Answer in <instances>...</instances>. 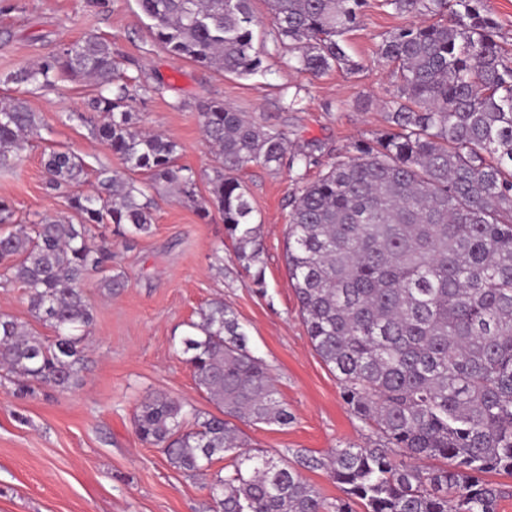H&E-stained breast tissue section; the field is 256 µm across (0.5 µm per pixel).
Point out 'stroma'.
<instances>
[{
    "label": "stroma",
    "mask_w": 512,
    "mask_h": 512,
    "mask_svg": "<svg viewBox=\"0 0 512 512\" xmlns=\"http://www.w3.org/2000/svg\"><path fill=\"white\" fill-rule=\"evenodd\" d=\"M252 8L260 21L257 42L265 47L263 67L240 78L173 58L137 0H0V74L47 59L86 36L108 40L128 79V109L143 126L181 145L178 162L196 172L203 197L213 165L201 132L200 112L208 102L238 107L282 132L290 147L318 141L327 162L386 129L381 103L391 85L376 50L381 34L407 24V17L371 0L362 27L345 36L361 71L333 70L317 78L297 69L292 52L274 42L275 20L264 0H253ZM96 92L82 77L49 89L0 82V98L26 99L41 120L21 162L0 168V198L12 204L15 223L65 209L63 198L46 187L44 152L67 149L90 168L121 169L120 159L74 118L87 112ZM294 93L301 104L290 112L284 105ZM368 98L371 108L362 109ZM239 177L263 246L264 287H256L238 264L218 212L201 219L168 192L152 196L150 234L127 241L113 225L97 230L111 243L112 269L125 273L126 286L108 298L98 276L83 284L96 320L77 386L61 391L35 384L22 392L0 382V512H209L207 478L187 476L161 448L142 442L134 414L156 394L215 412L180 352L190 323L215 300L236 313L249 348L265 362L293 414L285 426L242 424L252 446L290 462L300 449L319 457L349 445L379 447L378 430L350 412L299 314L285 255L296 172L252 164Z\"/></svg>",
    "instance_id": "stroma-1"
}]
</instances>
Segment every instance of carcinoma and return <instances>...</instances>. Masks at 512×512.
Returning a JSON list of instances; mask_svg holds the SVG:
<instances>
[{
	"instance_id": "obj_1",
	"label": "carcinoma",
	"mask_w": 512,
	"mask_h": 512,
	"mask_svg": "<svg viewBox=\"0 0 512 512\" xmlns=\"http://www.w3.org/2000/svg\"><path fill=\"white\" fill-rule=\"evenodd\" d=\"M156 39L177 59L238 77L262 68L251 0H137ZM275 42L295 50L314 76L360 69L345 33L361 26L368 0H265ZM412 22L384 33L379 59L390 67L392 96L382 102L387 128L322 164L317 141L287 153L286 139L222 101L201 113L218 165L209 196L177 164L180 145L140 127L126 110V86L112 92L111 45L89 36L64 46L3 82L51 87L63 77L94 79L98 94L76 119L116 154L127 179L95 170L97 192L69 191L87 175L74 153L53 150L42 163L67 211L37 224L11 222L0 199V267L23 288L28 310L55 336L41 338L0 314V376L32 383L78 384L95 311L82 283L102 273L105 295L124 287L106 274L112 251L94 230L150 232L148 189L162 184L202 219L215 209L235 257L263 287V247L238 172L254 163L297 170L286 224V261L297 305L316 354L336 374L350 411L376 426L382 448L301 453L298 466L253 450L234 421L286 426L293 419L247 334L223 302L200 309L181 353L197 387L220 414L187 410L157 394L134 418L141 441L195 476L219 460L232 470L209 485L211 512H497L488 473L512 476V50L498 40L487 0H382ZM40 119L21 98L0 99V164L21 159ZM396 448L399 457L387 452ZM447 460L446 467L428 462ZM325 468L345 497L334 502L303 476Z\"/></svg>"
}]
</instances>
